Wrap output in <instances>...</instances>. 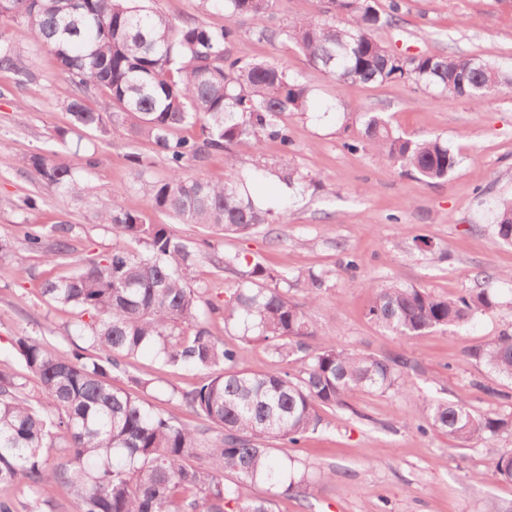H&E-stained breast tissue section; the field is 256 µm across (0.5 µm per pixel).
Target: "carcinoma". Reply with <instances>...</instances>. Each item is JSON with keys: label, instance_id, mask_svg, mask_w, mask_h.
Wrapping results in <instances>:
<instances>
[{"label": "carcinoma", "instance_id": "cac0c4a2", "mask_svg": "<svg viewBox=\"0 0 512 512\" xmlns=\"http://www.w3.org/2000/svg\"><path fill=\"white\" fill-rule=\"evenodd\" d=\"M220 2L227 20L255 21L257 41L293 42L340 85L408 82L475 104L512 89V74L481 57L392 53L375 31L398 22L395 3L382 14L375 0H323L322 15L274 30L264 20L277 0ZM7 23L25 26L76 87L63 103L73 128L125 133L152 149L129 156L149 210L127 208L122 192L114 190L97 214V222L111 225L118 237L107 253L75 257L70 224L34 225L26 232L28 253L48 264L74 265L72 273L49 277L39 289L49 303L77 311L74 333L82 341L64 355L37 337H14L12 355L40 382L37 400L23 393L13 375L0 372V487L24 482L33 493L27 512H40L42 494L54 487L75 497L81 512H272L269 501L247 498L243 489L270 482L287 495H301L308 486L304 471L287 476L288 465L279 462L273 443L300 444L322 425L321 408L342 407L358 391L412 396L429 427L457 440L512 433L511 415L477 416L463 403L413 396L400 356L349 350L327 339L309 345L314 324L288 289L301 288L313 303L326 284L323 273L292 277L256 262L239 272L241 284L228 303V319L279 357L293 358L294 371L243 370L238 347L212 334L201 309L202 289L192 286L191 275L205 259L218 272L234 270L238 256L208 254L202 244L183 240L173 225L152 222L149 212L241 236L277 223L271 211L256 205L247 181L273 176L294 188L312 180L288 164L242 175L232 149L269 139L288 151L285 117L307 111V84L282 66L233 56L237 32L229 23L220 29L178 25L141 0H0V70L26 81L36 77V63L21 58L3 30ZM99 92L106 101L94 109L88 100ZM182 129L198 133L175 136ZM345 148L368 152L430 184L448 179L463 161L443 139L410 137L376 112L363 113L360 136ZM217 154L233 171L227 180L185 175L189 163ZM156 155L169 170L159 180L146 177ZM22 163L63 196L83 192L72 161L30 153ZM493 224L496 236L512 244V200L495 205ZM495 305L487 288L449 297L391 282L372 289L368 316L384 329L416 337L464 327ZM147 345L165 367L209 373L176 398L198 423L154 410L136 395L155 382L130 370ZM473 356L512 381V333L489 340ZM119 376L127 387L115 384ZM55 438L66 458L51 463L44 449ZM226 473L233 482H224ZM495 474L512 482V449L498 454Z\"/></svg>", "mask_w": 512, "mask_h": 512}]
</instances>
